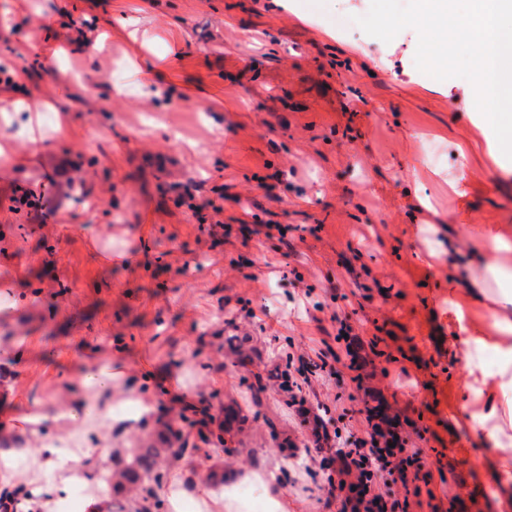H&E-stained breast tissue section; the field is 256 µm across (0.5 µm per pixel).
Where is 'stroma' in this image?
<instances>
[{"instance_id":"obj_1","label":"stroma","mask_w":512,"mask_h":512,"mask_svg":"<svg viewBox=\"0 0 512 512\" xmlns=\"http://www.w3.org/2000/svg\"><path fill=\"white\" fill-rule=\"evenodd\" d=\"M369 7L0 0L14 75L0 83L14 153L0 157V352L26 339L0 363L1 434H22L33 402L66 411L80 364L113 357L195 444L175 465L186 487L218 465L241 493L277 465L288 512H343L332 451L363 435L367 403L399 414L439 512H497L481 463L512 466V428H475V392L497 389L512 355L466 365L492 305L458 323L448 267H467L488 226L512 241V169L487 154L469 81L416 68L415 29L388 43L337 29ZM43 112L68 113L67 131H42ZM432 224L454 250L432 256ZM231 336L248 337L250 368ZM288 355L318 367L293 395L276 377ZM169 385L217 424L240 408L227 451L181 420ZM315 416L329 439H313Z\"/></svg>"}]
</instances>
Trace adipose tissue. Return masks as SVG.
Returning <instances> with one entry per match:
<instances>
[{
    "label": "adipose tissue",
    "instance_id": "adipose-tissue-1",
    "mask_svg": "<svg viewBox=\"0 0 512 512\" xmlns=\"http://www.w3.org/2000/svg\"><path fill=\"white\" fill-rule=\"evenodd\" d=\"M512 250V243L501 234L488 231L472 253L474 275L468 278L471 285L469 299L474 303L494 300L500 314L494 317L484 346L501 348L512 334V321L505 319L504 311L512 306V295L503 293L492 296L490 288L508 272L507 265L490 261L493 253ZM124 369L113 368L111 362L84 361L79 371L82 396L67 414L34 406L25 416L28 434L42 457L43 466L18 468L8 455H0V493L22 487L30 491L32 512H56L63 494L68 493L72 482L85 467V461L96 449L112 445L113 435L122 436L139 431L142 424L151 421L157 397L151 391L124 390ZM71 420L74 432L61 435L57 432L60 419Z\"/></svg>",
    "mask_w": 512,
    "mask_h": 512
}]
</instances>
